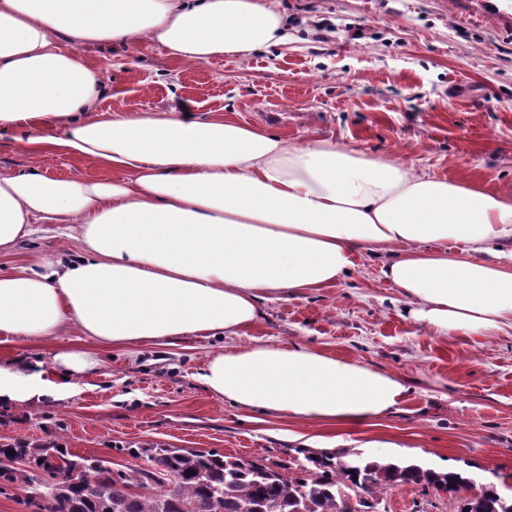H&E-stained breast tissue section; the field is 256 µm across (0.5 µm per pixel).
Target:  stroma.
Listing matches in <instances>:
<instances>
[{"label": "stroma", "mask_w": 512, "mask_h": 512, "mask_svg": "<svg viewBox=\"0 0 512 512\" xmlns=\"http://www.w3.org/2000/svg\"><path fill=\"white\" fill-rule=\"evenodd\" d=\"M293 40L205 63L176 62L157 46L87 45L103 72L99 110L127 116L181 107L224 117L297 145L330 141L369 157L392 156L450 180L512 189V0H276ZM58 225L40 224L0 270L72 250ZM394 252L364 254L345 279L288 299L263 300L240 335H191L171 343L98 347L75 329L0 343V361L38 359L55 370L61 350L97 354L72 396L0 404V442L63 439L73 452L131 464L129 449L197 448L287 463L301 435L340 438L360 451L431 452L512 491V332L429 335L406 319L382 267ZM253 344L303 345L403 374L406 399L374 424L346 426L259 414L212 395L200 379L209 356ZM296 440H289V433ZM386 512H448L446 493L407 485Z\"/></svg>", "instance_id": "stroma-1"}]
</instances>
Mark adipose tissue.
Returning a JSON list of instances; mask_svg holds the SVG:
<instances>
[{"label": "adipose tissue", "instance_id": "obj_1", "mask_svg": "<svg viewBox=\"0 0 512 512\" xmlns=\"http://www.w3.org/2000/svg\"><path fill=\"white\" fill-rule=\"evenodd\" d=\"M272 0H0V126L53 123L19 143L33 160H91L104 178L0 174V255L58 224L77 253L0 272V338L67 327L108 347L236 336L258 304L338 283L364 252L411 320L436 336L512 331V191L436 178L398 159L320 141L288 143L232 119L186 112L96 114L102 78L79 49L156 44L204 63L287 44ZM0 362V403L68 396L98 361L81 351ZM207 390L244 408L362 424L405 399L393 371L307 346L214 353Z\"/></svg>", "mask_w": 512, "mask_h": 512}]
</instances>
